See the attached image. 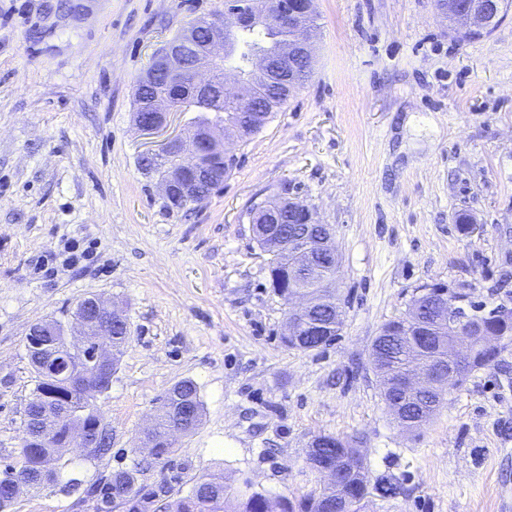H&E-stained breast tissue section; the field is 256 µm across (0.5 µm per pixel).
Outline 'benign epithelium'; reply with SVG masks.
I'll return each instance as SVG.
<instances>
[{"label":"benign epithelium","instance_id":"benign-epithelium-1","mask_svg":"<svg viewBox=\"0 0 512 512\" xmlns=\"http://www.w3.org/2000/svg\"><path fill=\"white\" fill-rule=\"evenodd\" d=\"M438 13L449 19L448 30L454 34L485 32L491 23L504 17L502 0H436ZM275 14L279 23L288 27L293 36L276 50L263 51L252 62V70L257 73L256 83H246L242 77L232 79V88L216 89L212 78L203 74L214 70L215 63L224 57V40L237 32L263 27L270 22V14ZM317 25L313 0H224V14L215 15L200 21L198 28L187 31L172 42L168 53L185 48H196L198 33L206 35L205 48L198 50L193 64V84L195 96L192 104L197 105L211 99L219 102L244 101L245 106L239 112L236 126L229 128V137L219 141L214 126L209 125L198 134L189 137L177 135L163 140L157 149H149L144 158L152 162L146 172L152 174L155 168L164 170L165 175L158 178L163 196L168 202H189L196 193V180L199 175L200 151L202 145L214 144L224 150L227 161H233L232 144L246 139L247 130L267 121L264 115L254 107L258 101L273 103L284 99L294 89L301 86L297 80L299 65L307 64L313 58V40ZM178 98L175 90L162 91L141 104V112L136 114L139 129L154 135L165 130L171 114L180 111L174 104ZM176 157L174 166L167 160ZM288 212L306 225L302 235L295 241L284 244L273 237V227L281 223V216ZM253 232L268 240V246L279 249L288 246V252L294 258L289 264L290 275L302 269L314 277V287L333 292L337 286V274L340 258L335 245L332 225L324 224L315 213L297 198L280 196L277 204L270 205L265 200L254 203L250 214ZM284 295L290 298L286 317V336L301 335L304 323L309 321L319 304L317 295L310 293L309 287H302L290 280ZM417 298L431 299L442 309L441 324L448 327V356L436 355L429 360L416 362L415 371L393 379L401 389L426 388L430 385L438 388L440 396L447 395L458 378L459 368L464 359L476 352H484L491 357L495 354L492 343L501 337V333L490 323L467 315L457 306L462 297H452L448 288L441 284H431L419 290ZM124 319L123 313L107 305L97 296L86 297V302L77 305L73 321L81 336H91L93 341H83L75 346L67 340L54 342L52 354L45 355L49 342L44 337L54 333L52 321H43L30 328L27 335V350L35 369L51 374L65 385L75 384L92 369H108L112 346V320ZM72 414V424L65 438V446L73 444L91 451L98 447L105 424L84 407ZM326 441L325 437L313 439L307 464L311 470L323 478V483L331 484L337 480L338 470L314 461L313 451Z\"/></svg>","mask_w":512,"mask_h":512}]
</instances>
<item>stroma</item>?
<instances>
[{
    "mask_svg": "<svg viewBox=\"0 0 512 512\" xmlns=\"http://www.w3.org/2000/svg\"><path fill=\"white\" fill-rule=\"evenodd\" d=\"M0 0V470L16 464L37 378L26 338L95 295L130 337L96 406L112 448L64 449L57 481L14 512H93L85 489L135 472L143 512L203 475L300 499L330 434L362 448L367 512H501L512 504V336L431 420L394 422L370 351L421 286L512 309V11L460 41L435 0H315L310 80L251 139L223 188L165 205L139 161L134 90L158 54L224 0ZM289 192L332 225L344 310L330 345L283 342L287 306L248 210ZM476 229L460 231L459 214ZM189 379L201 424L157 460L138 449L168 390Z\"/></svg>",
    "mask_w": 512,
    "mask_h": 512,
    "instance_id": "1",
    "label": "stroma"
}]
</instances>
